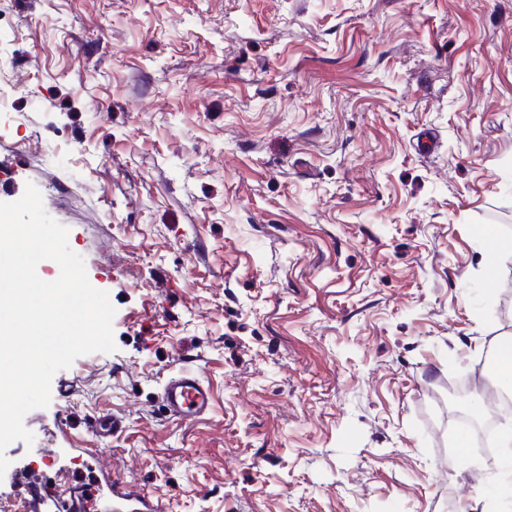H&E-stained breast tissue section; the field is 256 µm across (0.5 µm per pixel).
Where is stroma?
<instances>
[{"mask_svg":"<svg viewBox=\"0 0 512 512\" xmlns=\"http://www.w3.org/2000/svg\"><path fill=\"white\" fill-rule=\"evenodd\" d=\"M0 92V202L35 185L116 309L0 503L84 448L159 512H512L448 413L512 340V0H0ZM161 399L171 415L182 419L204 415L212 402L209 389L190 371L172 376L163 386Z\"/></svg>","mask_w":512,"mask_h":512,"instance_id":"obj_1","label":"stroma"}]
</instances>
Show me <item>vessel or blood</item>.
Here are the masks:
<instances>
[{
  "label": "vessel or blood",
  "instance_id": "obj_1",
  "mask_svg": "<svg viewBox=\"0 0 512 512\" xmlns=\"http://www.w3.org/2000/svg\"><path fill=\"white\" fill-rule=\"evenodd\" d=\"M162 402L169 413L194 419L211 407L210 391L197 374L182 371L164 385ZM43 481L18 488L14 494L19 512H158L153 498L137 485L101 472L90 486L76 485L67 466L49 460Z\"/></svg>",
  "mask_w": 512,
  "mask_h": 512
}]
</instances>
